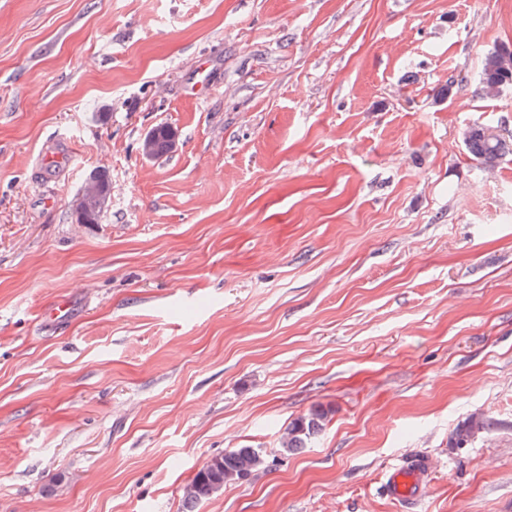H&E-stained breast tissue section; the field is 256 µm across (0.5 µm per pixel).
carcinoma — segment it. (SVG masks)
I'll return each mask as SVG.
<instances>
[{"mask_svg":"<svg viewBox=\"0 0 512 512\" xmlns=\"http://www.w3.org/2000/svg\"><path fill=\"white\" fill-rule=\"evenodd\" d=\"M512 56V49L501 46L486 55L480 76V90L487 97H494L500 91L512 85V64L501 61L503 54ZM175 132L168 126L154 128L151 153L160 156L171 152V140ZM464 144L479 163L493 167L512 146L498 136H491L487 129L478 125L465 130ZM112 183L104 170H94L88 174L82 194L87 196L94 190H110ZM327 413L314 409L293 419L280 438V450L293 453L306 446L323 427ZM493 420L481 412L470 414L451 432L449 447L464 448L469 442L482 436L493 428ZM266 458L259 448H234L220 456L208 460L196 473L193 480L184 487L182 501L184 512H195L202 501L220 494L227 484L249 478L254 472L265 467Z\"/></svg>","mask_w":512,"mask_h":512,"instance_id":"carcinoma-1","label":"carcinoma"}]
</instances>
